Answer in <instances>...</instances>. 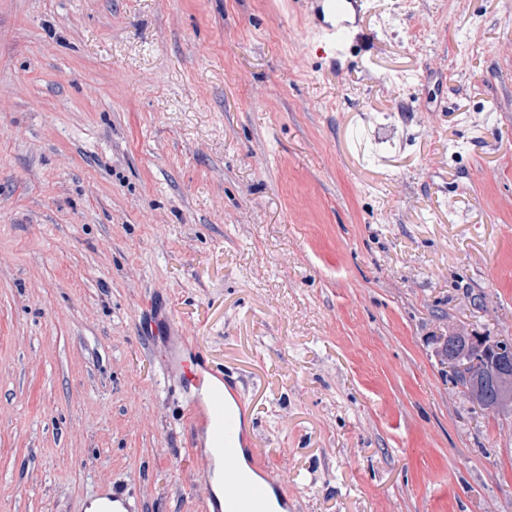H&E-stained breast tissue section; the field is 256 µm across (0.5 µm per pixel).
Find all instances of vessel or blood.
<instances>
[{
  "label": "vessel or blood",
  "mask_w": 512,
  "mask_h": 512,
  "mask_svg": "<svg viewBox=\"0 0 512 512\" xmlns=\"http://www.w3.org/2000/svg\"><path fill=\"white\" fill-rule=\"evenodd\" d=\"M298 7L317 51L329 62L363 43L367 0H298ZM160 365L170 381L195 388L187 428L209 446L198 455L204 475L216 468L221 471L223 491L207 493L204 512H283L291 503L288 488L269 478L265 461L253 448L244 424L249 403L237 381L226 380L222 367L179 335L164 345ZM83 507L85 512H142L143 504L103 484Z\"/></svg>",
  "instance_id": "obj_1"
}]
</instances>
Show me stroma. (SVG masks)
Wrapping results in <instances>:
<instances>
[{
	"label": "stroma",
	"instance_id": "stroma-1",
	"mask_svg": "<svg viewBox=\"0 0 512 512\" xmlns=\"http://www.w3.org/2000/svg\"><path fill=\"white\" fill-rule=\"evenodd\" d=\"M0 0V512H203L159 318L240 376L297 512H512V0ZM316 51L336 65L346 50L361 46L365 40L363 18L367 14L366 0H299ZM503 362L511 368L498 370L492 369V377L496 379L498 386V397L495 406L490 411H503L512 409V359L506 356ZM484 367V360H481L480 364L476 367L472 365L464 368L463 370L453 368V374L450 377L456 384L468 387L469 392H475V390L481 386ZM477 379H479V381ZM84 512H141L142 501L110 484H101L83 503ZM88 510V511H86Z\"/></svg>",
	"mask_w": 512,
	"mask_h": 512
}]
</instances>
